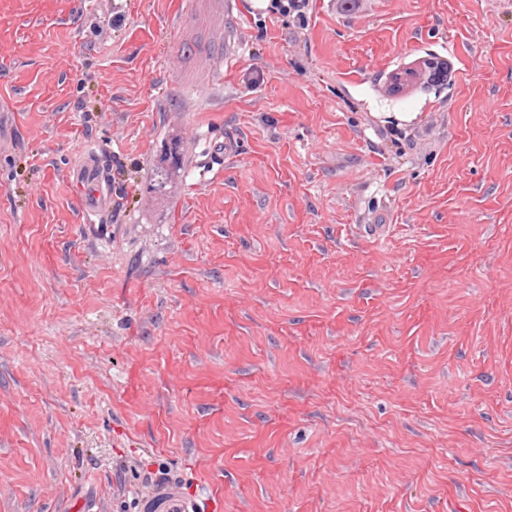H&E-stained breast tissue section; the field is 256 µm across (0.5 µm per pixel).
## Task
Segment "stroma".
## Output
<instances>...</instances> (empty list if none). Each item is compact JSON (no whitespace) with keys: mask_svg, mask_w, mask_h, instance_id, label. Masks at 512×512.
Segmentation results:
<instances>
[{"mask_svg":"<svg viewBox=\"0 0 512 512\" xmlns=\"http://www.w3.org/2000/svg\"><path fill=\"white\" fill-rule=\"evenodd\" d=\"M0 111V512H512V0H0ZM447 69V64L443 61L419 56L408 62V67L405 69L407 75L404 76L402 82L398 81L395 86L401 93L413 87L420 79L429 81L445 77L448 73ZM90 178H92V181H90ZM80 185L85 191V193L90 196V201L87 202L85 206V211L88 215L90 214H96L102 210L106 209V206L104 205L103 201L105 199V196L103 192L101 191L99 181L97 177L94 174L88 173L85 179H82L80 181ZM103 194V199H102ZM140 512H205L199 499L188 497L174 482L157 483L139 499Z\"/></svg>","mask_w":512,"mask_h":512,"instance_id":"stroma-1","label":"stroma"}]
</instances>
